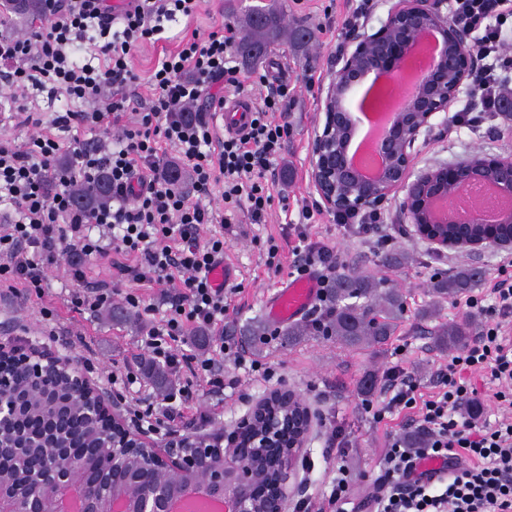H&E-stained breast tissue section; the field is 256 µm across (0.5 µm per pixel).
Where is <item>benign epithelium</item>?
Returning <instances> with one entry per match:
<instances>
[{
    "label": "benign epithelium",
    "mask_w": 512,
    "mask_h": 512,
    "mask_svg": "<svg viewBox=\"0 0 512 512\" xmlns=\"http://www.w3.org/2000/svg\"><path fill=\"white\" fill-rule=\"evenodd\" d=\"M389 2L386 20L376 31L352 33L349 47L337 58L340 68L321 88L322 117L311 138L309 180L329 211L356 217L377 210L391 194L403 193L400 220L437 252H512L511 235L471 232L480 219L460 215L452 205L456 191L481 182L512 196V155L472 154L451 167L413 169L416 142L433 132L438 114L448 112V105L469 86L476 69V59L465 52L472 29L448 12V0ZM429 39L434 40L435 51L419 62L399 104L388 112L382 134L371 143L381 164L367 176L350 152L360 123L353 110L382 107L391 95L380 80L418 62ZM369 78L375 82L353 106ZM442 224L455 225L454 233H440ZM20 367L42 392L38 416L53 432L64 434L89 423L112 435L105 448L115 477L112 488L96 489L89 475L77 477L58 458L45 459L23 481L3 470L0 512H66L64 503L73 493L77 512H174L176 503L191 497L222 503L224 512H290L295 495L302 491L298 462L306 452L315 416L288 389L256 400L230 432L187 427L158 442L130 417L122 398L73 370L66 357L0 346V436L10 430L12 456L22 461L46 444L16 420L17 413L25 411L14 379ZM68 397L86 403L82 420L62 413L61 403Z\"/></svg>",
    "instance_id": "obj_1"
}]
</instances>
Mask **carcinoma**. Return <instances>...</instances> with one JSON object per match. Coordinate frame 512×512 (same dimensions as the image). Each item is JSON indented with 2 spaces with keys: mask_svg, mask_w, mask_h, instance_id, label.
<instances>
[{
  "mask_svg": "<svg viewBox=\"0 0 512 512\" xmlns=\"http://www.w3.org/2000/svg\"><path fill=\"white\" fill-rule=\"evenodd\" d=\"M7 12H18L37 20L41 18L42 0H3ZM283 10L271 6H254L244 17L239 31L236 54L242 67L251 65L267 54L268 49L283 40ZM112 199V185L109 177L101 175L97 185L89 190L81 185L74 187L73 202L79 209H94ZM483 279V270L464 266L450 275H442L432 282L433 301L421 317L436 315L441 303L453 296L465 294L475 288ZM406 297L391 287L387 279L372 274L341 273L336 276L324 295V316L321 324L299 323L288 327L287 335L296 340L302 336L317 333L336 340L345 346H380L393 336L405 314ZM442 344L455 348L462 345L469 336V326L457 323L440 326L434 330ZM80 445L78 451L85 454L87 470L102 485L112 484V467L99 453L92 451L100 438L92 431L87 435L74 437Z\"/></svg>",
  "mask_w": 512,
  "mask_h": 512,
  "instance_id": "cac0c4a2",
  "label": "carcinoma"
}]
</instances>
